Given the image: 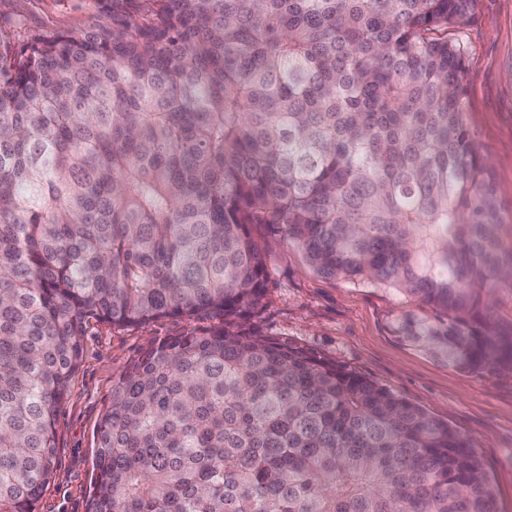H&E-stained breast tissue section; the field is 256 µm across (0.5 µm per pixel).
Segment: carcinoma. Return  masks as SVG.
<instances>
[{
  "label": "carcinoma",
  "instance_id": "carcinoma-1",
  "mask_svg": "<svg viewBox=\"0 0 512 512\" xmlns=\"http://www.w3.org/2000/svg\"><path fill=\"white\" fill-rule=\"evenodd\" d=\"M474 2L112 0L80 33L0 36V512H35L91 320L208 315L113 383L88 512H498L470 438L238 323L267 224L435 312L399 340L512 366L489 305L512 225L449 36Z\"/></svg>",
  "mask_w": 512,
  "mask_h": 512
}]
</instances>
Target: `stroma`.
Segmentation results:
<instances>
[{"mask_svg": "<svg viewBox=\"0 0 512 512\" xmlns=\"http://www.w3.org/2000/svg\"><path fill=\"white\" fill-rule=\"evenodd\" d=\"M112 10V0H0V32L31 38L77 33ZM466 48V119L488 158L506 223L512 224V0H476L455 33ZM268 274L246 326L300 346L387 387L470 437L489 474L499 512H512V369L462 371L397 340L393 325L426 309L403 295L318 275L284 235L251 228ZM222 318H166L139 326L90 322L66 401L58 410L53 475L37 512H87L96 435L112 384L153 341L202 333Z\"/></svg>", "mask_w": 512, "mask_h": 512, "instance_id": "obj_1", "label": "stroma"}]
</instances>
